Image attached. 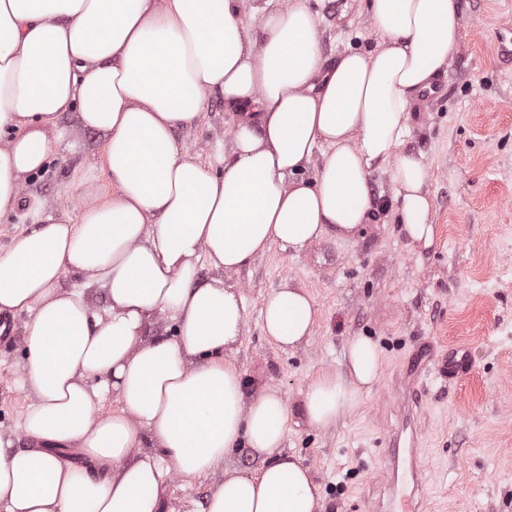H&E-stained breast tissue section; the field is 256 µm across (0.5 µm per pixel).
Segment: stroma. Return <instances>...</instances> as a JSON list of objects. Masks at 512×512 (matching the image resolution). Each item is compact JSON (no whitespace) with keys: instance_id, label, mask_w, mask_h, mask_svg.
Instances as JSON below:
<instances>
[{"instance_id":"35a3bbf8","label":"stroma","mask_w":512,"mask_h":512,"mask_svg":"<svg viewBox=\"0 0 512 512\" xmlns=\"http://www.w3.org/2000/svg\"><path fill=\"white\" fill-rule=\"evenodd\" d=\"M463 37L439 80L444 97L414 113L406 150L431 170L427 189L437 227L432 248H413L390 212L352 240L328 233L307 251L272 247L225 280L240 289L246 323L235 358L250 391L277 389L290 408L282 448L310 467L323 512H369L365 496L384 465L392 435L414 421L425 458L421 512H512V66L495 54L512 0H462ZM327 63L373 45L362 0H307ZM236 114L210 94L198 123L176 132L179 146L223 172ZM65 139L52 161L24 181L25 203L0 221V254L39 230L48 213L77 217L87 189L106 194L102 140L62 113ZM293 283L318 308L309 343L284 351L261 328L266 296ZM367 336L383 350V370L362 405L329 429L311 427L302 393L320 372L340 369L344 346ZM462 347L471 368L447 382L414 381L417 361ZM23 337L0 344V442H29L18 428L32 401ZM170 473L162 512H205L216 482Z\"/></svg>"}]
</instances>
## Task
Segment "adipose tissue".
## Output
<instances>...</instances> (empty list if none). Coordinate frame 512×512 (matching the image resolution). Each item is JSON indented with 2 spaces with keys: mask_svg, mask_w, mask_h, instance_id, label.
I'll return each instance as SVG.
<instances>
[{
  "mask_svg": "<svg viewBox=\"0 0 512 512\" xmlns=\"http://www.w3.org/2000/svg\"><path fill=\"white\" fill-rule=\"evenodd\" d=\"M364 12L374 45L329 65L306 0H0V219L48 165L64 112L102 136L111 185L0 255V312L29 316L33 397L19 424L31 447L0 448L6 512H159L168 462L185 478L223 471L206 512H322L312 471L280 449L286 401L251 393L232 359L245 306L222 276L275 244L354 237L383 208L412 245L434 244L431 174L403 145L415 97L459 47L461 0H364ZM212 92L237 114L220 175L175 139ZM383 168L385 207L371 189ZM202 261L219 277L199 282ZM71 276L104 288V311L64 288ZM316 315L289 284L265 298L262 331L291 350ZM161 316L173 336H154ZM345 360L307 386L310 426L335 425L379 380L369 337L348 339ZM109 390L121 407L102 416ZM243 445L263 455L258 472L224 471ZM71 447L102 477L62 463L56 449Z\"/></svg>",
  "mask_w": 512,
  "mask_h": 512,
  "instance_id": "1",
  "label": "adipose tissue"
}]
</instances>
